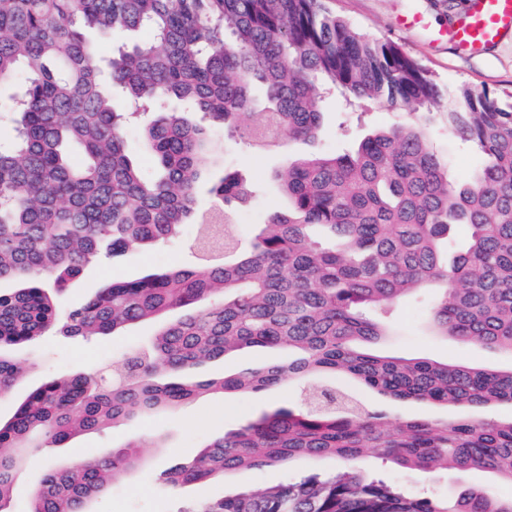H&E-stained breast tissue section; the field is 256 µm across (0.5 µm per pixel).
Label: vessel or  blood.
Here are the masks:
<instances>
[{
  "mask_svg": "<svg viewBox=\"0 0 512 512\" xmlns=\"http://www.w3.org/2000/svg\"><path fill=\"white\" fill-rule=\"evenodd\" d=\"M512 32V0H469L467 9L455 20L437 30L458 56L482 54Z\"/></svg>",
  "mask_w": 512,
  "mask_h": 512,
  "instance_id": "vessel-or-blood-1",
  "label": "vessel or blood"
}]
</instances>
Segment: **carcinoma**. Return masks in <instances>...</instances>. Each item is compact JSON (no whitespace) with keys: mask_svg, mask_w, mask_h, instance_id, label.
Wrapping results in <instances>:
<instances>
[{"mask_svg":"<svg viewBox=\"0 0 512 512\" xmlns=\"http://www.w3.org/2000/svg\"><path fill=\"white\" fill-rule=\"evenodd\" d=\"M112 41L113 85L137 112L152 172L126 152V112L101 78ZM149 38L129 43V32ZM24 75L17 115L0 130V391L21 373L9 351L41 336H113L160 322L143 350L111 377L50 376L0 419V512L20 448L61 446L149 412L173 411L204 393L249 396L284 380L313 381L296 406L266 411L163 471L176 488L294 458L352 460L373 452L407 470L442 463L487 469L512 484V418L423 416L388 423L333 386L347 376L392 401L462 408L512 404V369L406 359L364 346L386 335L379 312L431 284L440 333L512 354V101L461 85L456 105L422 64L393 42L364 37L322 0H0V80ZM367 107L426 112L475 145L486 163L467 180L411 125L375 129L345 154L287 158L273 180L288 209L248 242L215 241L211 220L248 190L224 173L216 206L197 207L211 139L266 117L283 136L310 143L324 95ZM199 112L193 124L185 113ZM78 150L80 161L71 158ZM198 225L206 266L114 281L62 309L57 293L102 252L121 255ZM279 347L287 362L192 380L186 372L245 348ZM142 443L110 458L49 465L29 512H84L112 474L135 467ZM183 512H512V497L468 488L455 499L412 495L374 474L310 475L262 491L240 490Z\"/></svg>","mask_w":512,"mask_h":512,"instance_id":"1","label":"carcinoma"}]
</instances>
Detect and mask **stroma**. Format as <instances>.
Masks as SVG:
<instances>
[{"label":"stroma","mask_w":512,"mask_h":512,"mask_svg":"<svg viewBox=\"0 0 512 512\" xmlns=\"http://www.w3.org/2000/svg\"><path fill=\"white\" fill-rule=\"evenodd\" d=\"M325 5L363 36L398 44L448 88L470 85L501 95L512 92V36L502 38L482 55L462 59L447 42L437 40L433 34L434 28L450 23L463 11L468 0H326ZM406 13L422 14L430 21V28L398 29L396 20ZM400 123L414 125L424 133L436 150L447 158L449 172L454 178L468 179L482 166V155L462 144L442 122L397 112L383 103L372 105L370 111L363 114L350 112L341 102L331 98L324 104L322 132L314 144L291 140L281 149L258 153L239 133L219 135L220 146L227 150L225 162L254 191L252 199L237 210L240 232L250 235L269 214L286 207V199L270 185V175L284 157L302 156L314 148L346 152L356 147L369 129ZM200 264L199 256L190 249L185 237L120 256L103 254L86 265L79 278L69 283L59 301L66 308L83 302L99 288L117 280L133 279L148 271L174 265L197 267ZM436 294V288H428L416 297L390 307L384 318L392 326L393 334L377 344V351L403 358H429L503 371L512 369L510 354L465 347L454 339L435 335L427 323L426 308ZM156 328V323L145 322L114 336L88 340L44 336L18 349L16 356L24 361L26 371L7 395L0 396V418L8 417L16 401L46 376L119 367L129 353L145 347ZM281 355L278 349H245L230 357L198 365L192 376L205 380L246 368H258ZM342 384L359 394L367 404L384 406L392 418L431 416L444 420L456 413L455 408L441 405L385 402L347 378ZM299 390L297 383L286 380L274 389L251 397L228 394L221 399L200 398L172 413H148L101 431L81 434L62 448L35 449L31 459L36 462L101 457L132 441H145L144 465L111 479L105 489L89 501L88 512H183L188 505L220 498L241 488L261 490L314 472L323 475L341 473V465L334 459L296 458L284 467L241 469L222 480L160 489L159 475L163 470L193 458L206 440L221 436L272 407L296 403ZM353 466L365 473L387 475L416 494L428 492L439 497H453L467 487L494 485L502 496L512 495V487L498 485L492 473L481 470L461 472L438 467L426 472L404 471L374 455L357 459Z\"/></svg>","instance_id":"35a3bbf8"}]
</instances>
